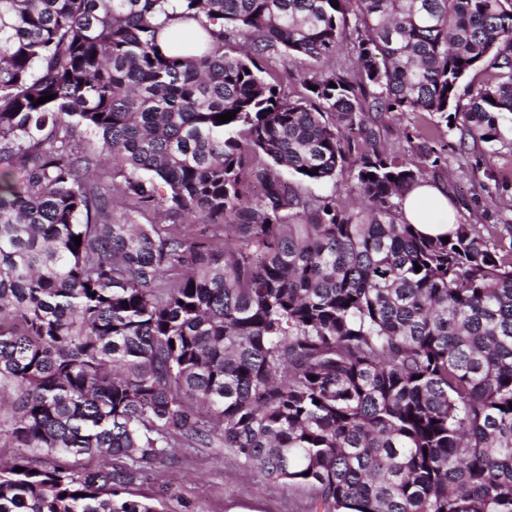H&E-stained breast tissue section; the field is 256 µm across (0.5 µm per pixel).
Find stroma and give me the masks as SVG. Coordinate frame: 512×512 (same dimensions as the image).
<instances>
[{
  "instance_id": "obj_1",
  "label": "stroma",
  "mask_w": 512,
  "mask_h": 512,
  "mask_svg": "<svg viewBox=\"0 0 512 512\" xmlns=\"http://www.w3.org/2000/svg\"><path fill=\"white\" fill-rule=\"evenodd\" d=\"M263 75L294 99L303 94L299 73L311 70L307 61L287 63L280 54L266 55ZM420 114L394 112L374 122L376 145L401 156L414 153L402 131L422 126ZM447 163L429 171L427 180L448 189L464 224L503 225L512 222V151L495 155L483 149L460 151L456 136L442 134ZM147 479L131 488L135 497H149L163 505L164 512H306L309 493L284 483L264 479L242 467L220 448L177 451L174 459L147 468Z\"/></svg>"
}]
</instances>
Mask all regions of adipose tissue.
<instances>
[{
    "instance_id": "ef3b65f1",
    "label": "adipose tissue",
    "mask_w": 512,
    "mask_h": 512,
    "mask_svg": "<svg viewBox=\"0 0 512 512\" xmlns=\"http://www.w3.org/2000/svg\"><path fill=\"white\" fill-rule=\"evenodd\" d=\"M406 222L414 224L426 236H439L452 232L459 221L458 212L442 185L430 182L413 187L402 205Z\"/></svg>"
}]
</instances>
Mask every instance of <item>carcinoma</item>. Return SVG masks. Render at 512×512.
I'll return each instance as SVG.
<instances>
[{
	"label": "carcinoma",
	"mask_w": 512,
	"mask_h": 512,
	"mask_svg": "<svg viewBox=\"0 0 512 512\" xmlns=\"http://www.w3.org/2000/svg\"><path fill=\"white\" fill-rule=\"evenodd\" d=\"M175 18L204 49L162 50ZM350 39L355 82L327 64ZM271 52L318 66L304 95L273 92ZM373 111L512 150V0H0V437L52 458L0 463V512H158L129 486L176 448L308 512H512V225L398 220L445 157L378 150ZM344 173L361 213L297 184ZM199 30L200 29L197 23L194 21H184L182 19H175L171 22L168 28L162 31L160 36V45L163 48V50H167L171 46L170 35L172 32L185 33L187 31H191L193 32L194 37L192 39H187L184 42L183 47L186 53H192L187 48H185V45L191 43L195 39ZM130 215L136 224H183L191 238H209L214 243L224 242V226L221 224H189V218L184 215L157 223L158 219L153 210H142Z\"/></svg>",
	"instance_id": "cac0c4a2"
}]
</instances>
